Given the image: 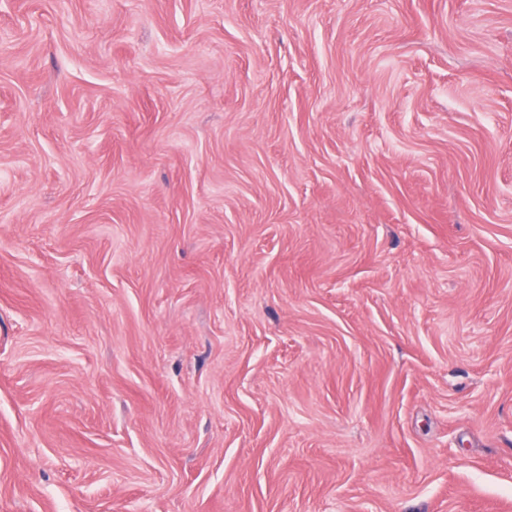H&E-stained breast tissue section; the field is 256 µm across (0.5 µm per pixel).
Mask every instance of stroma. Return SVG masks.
Wrapping results in <instances>:
<instances>
[{
	"label": "stroma",
	"instance_id": "stroma-1",
	"mask_svg": "<svg viewBox=\"0 0 512 512\" xmlns=\"http://www.w3.org/2000/svg\"><path fill=\"white\" fill-rule=\"evenodd\" d=\"M0 512H512V0H0Z\"/></svg>",
	"mask_w": 512,
	"mask_h": 512
}]
</instances>
